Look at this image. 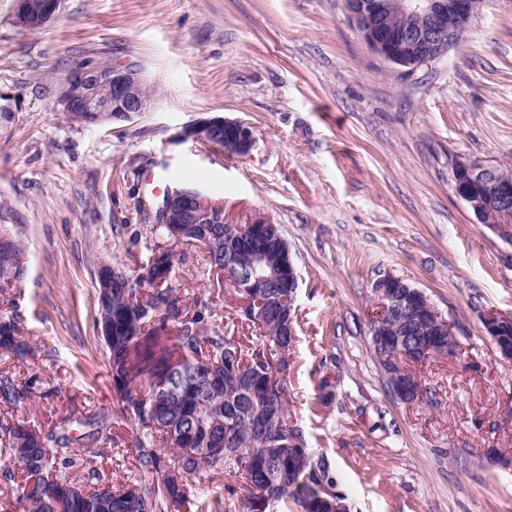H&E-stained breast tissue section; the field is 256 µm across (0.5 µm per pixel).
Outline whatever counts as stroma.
I'll return each mask as SVG.
<instances>
[{
	"label": "stroma",
	"mask_w": 512,
	"mask_h": 512,
	"mask_svg": "<svg viewBox=\"0 0 512 512\" xmlns=\"http://www.w3.org/2000/svg\"><path fill=\"white\" fill-rule=\"evenodd\" d=\"M14 9L0 0V235L22 242L26 274L0 314L35 349L18 380L53 391L23 418L49 429L100 411L130 440L93 329L94 270L144 262V180L169 173L287 240L299 275L288 423L349 512H512V472L490 455L512 453V364L483 328L487 313L512 316V227L478 223L451 189L462 155L512 169V0H491L444 58L411 71L366 45L345 0H64L39 30ZM130 60L154 89L146 112L91 128L61 112L73 67ZM209 115L250 127V153L182 140ZM176 252V286L254 336L203 248ZM387 276L425 291L462 348L418 367L415 402L370 349Z\"/></svg>",
	"instance_id": "35a3bbf8"
}]
</instances>
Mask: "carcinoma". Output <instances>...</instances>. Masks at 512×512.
Segmentation results:
<instances>
[{"label": "carcinoma", "instance_id": "1", "mask_svg": "<svg viewBox=\"0 0 512 512\" xmlns=\"http://www.w3.org/2000/svg\"><path fill=\"white\" fill-rule=\"evenodd\" d=\"M389 22L417 27L403 0H393ZM158 240L133 275L118 270L111 295L97 303L94 329L102 341L122 417L135 426L130 447L139 467L114 486L96 467L92 454L74 453L73 425L93 428L92 436L112 447L105 416H70L46 431L40 425L0 416V459L14 462L25 473L15 481L12 471L0 472L14 483L13 498L0 499V512H224V495L201 501L208 490L201 476L213 481L226 474L247 488L242 512L254 500L265 508L312 503L310 512H328L316 486L328 484L326 467L298 448L296 463L288 449L267 447L266 433L288 432V337L280 335L278 299L288 295V282L277 288H236L238 299L265 297L267 313L257 323L256 340L243 343L224 330L212 303L200 295L188 298L180 289L154 287L156 278H175L177 254L169 228L156 225ZM194 235L210 242L206 264L214 271L231 266L245 274L250 256L278 258V242L244 232L234 238L223 224H199ZM26 266L18 251L0 249V287L19 284ZM0 354L25 364L34 356L12 316L0 315ZM42 381L33 374L17 382L10 370L0 371V401L13 411L24 409Z\"/></svg>", "mask_w": 512, "mask_h": 512}]
</instances>
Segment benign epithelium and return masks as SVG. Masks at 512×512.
<instances>
[{"instance_id":"7a95c632","label":"benign epithelium","mask_w":512,"mask_h":512,"mask_svg":"<svg viewBox=\"0 0 512 512\" xmlns=\"http://www.w3.org/2000/svg\"><path fill=\"white\" fill-rule=\"evenodd\" d=\"M62 0H16L14 22L36 30L45 27L58 14ZM349 18L361 32L365 42L388 62L409 70L447 55L471 30L475 18L483 11L485 0H419L416 11L425 17L422 28L394 27L387 23L391 9L388 0H346ZM144 84L140 67L133 63L74 67L58 89L57 102L69 121L81 126H101L128 121L147 111L149 99L141 95ZM230 142V152L244 156L254 145L251 129L244 123L214 115L200 117L187 126L183 138L213 145L219 136ZM455 176L452 190L475 212L480 213L478 200L495 209L493 223L500 224L512 214V180L500 179L492 167L466 157L454 161ZM162 224H221L224 204L213 200L198 189L175 188L159 206ZM248 227L259 235H280V230L267 216L252 220ZM250 278L239 279L225 272L224 280L234 288H253L272 283L286 276L292 286L298 284V273L290 252L282 254L277 264L256 256L249 271ZM378 303L372 316V333L378 340L386 338L387 323L397 322L401 347L386 357L388 346L376 347L383 361L389 382L404 400L423 397V390L413 367L425 360L458 355L455 327L448 321L427 294L394 276H387L375 285ZM296 291H288V307L279 312L281 335L295 336L293 306ZM512 317L490 312L483 323L496 351L502 359L512 360V344L504 336V326ZM433 332L448 337V344L422 341L419 336Z\"/></svg>"}]
</instances>
